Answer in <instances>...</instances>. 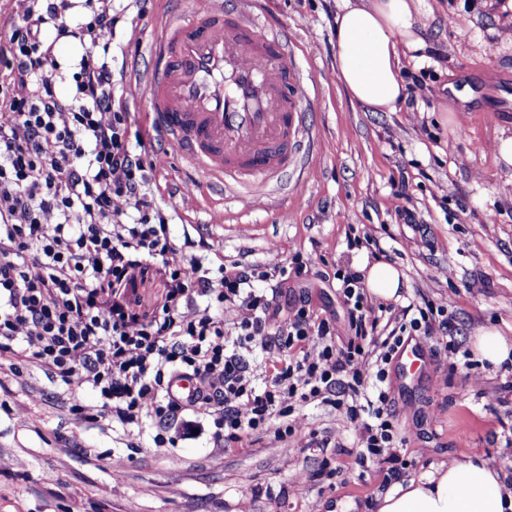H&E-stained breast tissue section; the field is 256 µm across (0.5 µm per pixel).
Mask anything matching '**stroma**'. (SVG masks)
<instances>
[{"label":"stroma","mask_w":512,"mask_h":512,"mask_svg":"<svg viewBox=\"0 0 512 512\" xmlns=\"http://www.w3.org/2000/svg\"><path fill=\"white\" fill-rule=\"evenodd\" d=\"M342 0H265V10L294 43V59L312 79L309 129L322 147L302 177L271 184L293 218L255 208L236 191L197 186L175 148L154 130L136 79L151 66L157 18L172 0H116L112 69L119 104L133 112L132 135L163 156L156 196L187 193L173 215L171 238H204L212 265L233 260L290 265L293 294L309 292L317 313L346 326L336 272L357 256L383 249L382 261L404 275L399 305L444 308L448 333L472 348L479 329L512 338V164L496 153L512 137V0H420L422 42L403 60L405 78L422 77L414 104L371 112L353 100L336 74V15ZM405 182L402 201L394 183ZM404 206L418 218L405 223ZM225 212L224 223L212 216ZM429 355L412 381H391L392 410L404 439L408 481L451 458L478 455L512 474V365L459 356L420 336ZM94 408L91 389L71 393L28 361L0 367V512H375L390 480L386 465L360 466L359 425L328 406L303 409L301 429L214 447L211 419L199 434L176 437L160 454L151 427L130 439L121 428L89 422L73 401ZM340 438L338 448L322 447ZM123 468L114 473L112 460Z\"/></svg>","instance_id":"35a3bbf8"}]
</instances>
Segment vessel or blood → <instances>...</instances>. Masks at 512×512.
<instances>
[{
  "mask_svg": "<svg viewBox=\"0 0 512 512\" xmlns=\"http://www.w3.org/2000/svg\"><path fill=\"white\" fill-rule=\"evenodd\" d=\"M263 5L205 0L161 17L144 80L153 126L202 186H241L255 197L297 171L303 148L316 144L306 124L309 77ZM396 362L401 377L416 374L423 346L407 340Z\"/></svg>",
  "mask_w": 512,
  "mask_h": 512,
  "instance_id": "b4317fda",
  "label": "vessel or blood"
}]
</instances>
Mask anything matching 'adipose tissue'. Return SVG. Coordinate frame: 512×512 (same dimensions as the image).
<instances>
[{
	"label": "adipose tissue",
	"instance_id": "adipose-tissue-1",
	"mask_svg": "<svg viewBox=\"0 0 512 512\" xmlns=\"http://www.w3.org/2000/svg\"><path fill=\"white\" fill-rule=\"evenodd\" d=\"M413 0H345L336 16V71L351 97L374 112L395 111L404 98V50L419 46ZM368 289L395 298L399 270L360 257ZM377 512H512L507 476L479 457L441 465L426 477L394 484L379 499Z\"/></svg>",
	"mask_w": 512,
	"mask_h": 512
}]
</instances>
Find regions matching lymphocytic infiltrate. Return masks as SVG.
Here are the masks:
<instances>
[{
  "label": "lymphocytic infiltrate",
  "mask_w": 512,
  "mask_h": 512,
  "mask_svg": "<svg viewBox=\"0 0 512 512\" xmlns=\"http://www.w3.org/2000/svg\"><path fill=\"white\" fill-rule=\"evenodd\" d=\"M84 2L78 16L75 0H11L0 35V364L24 359L91 388V421L130 431L152 423L160 452L190 413L211 417L227 447L267 432L284 440L300 428L295 407L326 405L359 422V463L398 476L406 461L389 366L415 333L433 335L434 311L401 309L379 336L361 273L337 271L348 315L340 346L338 327L308 297L279 306L274 278L302 274L304 264L213 270L174 243L172 206L149 188L162 161L131 147L132 117L113 107L112 0ZM63 38L83 47L68 73L54 57ZM149 272L165 294L147 313L127 290ZM256 346L272 368L261 391L246 359ZM186 376L195 394L173 396V380Z\"/></svg>",
  "instance_id": "obj_1"
}]
</instances>
